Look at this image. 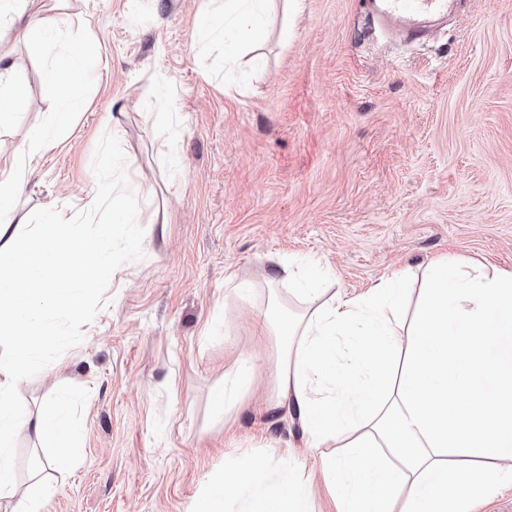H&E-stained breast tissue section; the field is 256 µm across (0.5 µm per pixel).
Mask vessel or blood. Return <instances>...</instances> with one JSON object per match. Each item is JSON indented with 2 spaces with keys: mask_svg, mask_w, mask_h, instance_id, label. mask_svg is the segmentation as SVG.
<instances>
[{
  "mask_svg": "<svg viewBox=\"0 0 512 512\" xmlns=\"http://www.w3.org/2000/svg\"><path fill=\"white\" fill-rule=\"evenodd\" d=\"M365 22L384 33H400L415 40L426 33L425 24L453 13L458 0H362Z\"/></svg>",
  "mask_w": 512,
  "mask_h": 512,
  "instance_id": "b4317fda",
  "label": "vessel or blood"
}]
</instances>
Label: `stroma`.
Listing matches in <instances>:
<instances>
[{"instance_id":"stroma-1","label":"stroma","mask_w":512,"mask_h":512,"mask_svg":"<svg viewBox=\"0 0 512 512\" xmlns=\"http://www.w3.org/2000/svg\"><path fill=\"white\" fill-rule=\"evenodd\" d=\"M202 0H41L29 21L48 47L0 29L21 120L0 129V161L61 106L46 81L76 15L89 18L98 68L69 130L44 147L16 202L14 243L56 209L93 232L99 175L121 173L112 129L134 159L138 252L112 243L109 282L85 316L53 319L64 343L20 379L33 412L73 400L83 430L63 470L34 476V438L15 440L19 494L55 485L42 512H194L211 478L247 453L272 483L313 474L311 512H339L341 490L316 477L296 415L277 403L278 340L262 335L273 259H313L324 287L365 294L379 278L420 276L439 257L512 273V0H464L422 43L366 34L360 0H304L270 12L231 78L221 49L194 31ZM295 23V38L280 31ZM251 281L250 304L229 278ZM246 384L225 419L210 399L225 374Z\"/></svg>"}]
</instances>
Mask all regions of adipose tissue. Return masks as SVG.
<instances>
[{
	"label": "adipose tissue",
	"instance_id": "1",
	"mask_svg": "<svg viewBox=\"0 0 512 512\" xmlns=\"http://www.w3.org/2000/svg\"><path fill=\"white\" fill-rule=\"evenodd\" d=\"M271 0H224L199 19L198 38L222 45L233 61L263 36ZM93 52L82 43L46 71L63 100L59 111L27 133L28 157L0 166V239L27 181L34 155L65 129L75 109L72 89L88 76ZM102 198L114 199L109 223L85 233L52 211L24 246L0 254V336L11 344L0 363V500H16L12 448L26 433L51 448L37 468L65 467L79 448L66 402L29 415L17 381L34 358L54 349L61 334L45 312L75 319L82 296L112 273L114 225L135 222L136 187L99 181ZM300 296L320 297L297 321L276 328L283 343L277 364L278 396L300 421L308 447L322 449L320 471L345 485L343 512H467L470 500L512 480V274L463 275L462 264L441 257L423 273L416 299L400 278L375 282L366 297L321 298L315 275L296 282ZM414 301L412 322L401 309ZM349 339L338 354L337 337ZM493 457L499 465L453 467L449 451ZM248 490L253 512H307L296 474L268 483L255 459L211 481L196 512H224L225 500Z\"/></svg>",
	"mask_w": 512,
	"mask_h": 512
}]
</instances>
